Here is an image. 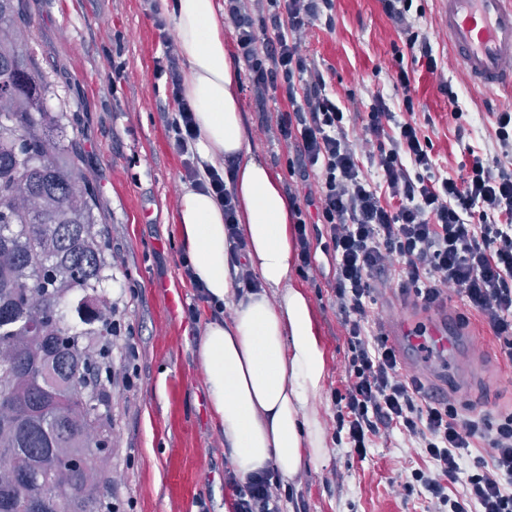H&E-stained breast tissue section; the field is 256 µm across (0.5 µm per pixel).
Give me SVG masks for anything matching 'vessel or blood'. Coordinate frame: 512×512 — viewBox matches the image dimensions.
I'll return each instance as SVG.
<instances>
[{"label":"vessel or blood","mask_w":512,"mask_h":512,"mask_svg":"<svg viewBox=\"0 0 512 512\" xmlns=\"http://www.w3.org/2000/svg\"><path fill=\"white\" fill-rule=\"evenodd\" d=\"M448 45L466 77L478 87L512 88V0H441ZM194 460L171 453L165 489L172 502L191 496Z\"/></svg>","instance_id":"b4317fda"}]
</instances>
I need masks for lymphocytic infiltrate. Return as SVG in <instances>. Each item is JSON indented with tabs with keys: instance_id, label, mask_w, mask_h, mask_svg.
<instances>
[{
	"instance_id": "f902f5d3",
	"label": "lymphocytic infiltrate",
	"mask_w": 512,
	"mask_h": 512,
	"mask_svg": "<svg viewBox=\"0 0 512 512\" xmlns=\"http://www.w3.org/2000/svg\"><path fill=\"white\" fill-rule=\"evenodd\" d=\"M383 12L402 25L430 73L439 66L426 36L408 23L412 0H380ZM336 0H224L236 59L243 63L258 105L281 99L275 115L279 141L295 150V163L309 180L306 196L289 190L296 218L294 249L302 272H315L307 206L330 239L333 302L351 352L345 388L338 394L336 428L352 454L366 458L373 438L399 432L422 449L432 467L413 478L427 492V512H512V412L496 426L464 416L445 400L426 401L421 380L403 370L382 323L373 318L374 285L398 284L402 294L429 309L456 293L489 327L512 362V170L474 158L465 177L436 174L431 142L413 117L410 76L395 56V79L405 89V117L384 96L373 99L361 119L364 138L351 141L346 116L327 91L324 74L303 52V36L316 20L332 16ZM165 90L177 104L166 127L183 157L182 183L209 193L224 211L240 292L258 286L241 257L247 242L237 222L232 169L203 164L196 151L192 105L182 95L175 40L166 37ZM369 155L375 169L361 162ZM481 454L470 457V449ZM224 488L236 512H285L289 499L273 469L239 482L224 466Z\"/></svg>"
}]
</instances>
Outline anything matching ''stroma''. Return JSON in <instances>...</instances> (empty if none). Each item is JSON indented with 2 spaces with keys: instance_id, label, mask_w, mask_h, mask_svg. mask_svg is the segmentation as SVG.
<instances>
[{
  "instance_id": "35a3bbf8",
  "label": "stroma",
  "mask_w": 512,
  "mask_h": 512,
  "mask_svg": "<svg viewBox=\"0 0 512 512\" xmlns=\"http://www.w3.org/2000/svg\"><path fill=\"white\" fill-rule=\"evenodd\" d=\"M166 21L158 29L141 0H24L33 24L32 47L68 114V135L78 143L83 171L97 195L107 239L118 262L113 274L124 283L113 314L121 333L140 352L133 386L113 380L112 471L105 481L112 512H186L163 493V464L170 452L199 453L194 502L208 512H224V460L230 455L212 419L196 348L210 311L182 275L185 250L178 234L182 158L166 131L167 98L156 72L165 63L162 33H175L172 0H157ZM439 0H413L409 19L428 36L454 91L446 96L439 81L406 52L401 27L381 10L379 0H336L333 24L317 20L305 36L304 52L326 77L329 92L351 121L352 138L362 135V116L373 98L384 95L393 112L403 110V91L393 79L396 51L410 71L417 121L432 143L442 175L460 179L473 157L490 166L512 168V153L495 140L498 112L512 108V93L471 85L448 49L439 21ZM121 65L113 74L106 52ZM253 149L281 182H289V153L259 126L249 90L240 93ZM293 284L312 303L327 356V378L318 399L327 421L331 460L293 482L288 512H424L420 492L397 493L394 482L410 481L429 462L398 435L374 440L366 459L352 455L336 432V393L345 383L349 349L328 286L316 287L301 275ZM374 316L385 334L409 328L429 332L446 324L463 338L453 354L455 379L425 363L402 360L418 375L427 397L447 399L487 424L512 411V363L508 362L479 315L456 295L443 307L426 310L398 290L376 293ZM181 382L183 430L167 429L168 390Z\"/></svg>"
}]
</instances>
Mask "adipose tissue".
I'll list each match as a JSON object with an SVG mask.
<instances>
[{
    "instance_id": "ef3b65f1",
    "label": "adipose tissue",
    "mask_w": 512,
    "mask_h": 512,
    "mask_svg": "<svg viewBox=\"0 0 512 512\" xmlns=\"http://www.w3.org/2000/svg\"><path fill=\"white\" fill-rule=\"evenodd\" d=\"M219 11L217 0H176L183 95L195 109L201 160L236 163L244 261L259 288L238 293L222 209L208 194L185 192L178 230L193 280L226 310L206 324L197 357L239 481L268 467L291 481L330 461L326 421L316 407L327 362L313 307L293 285L292 207L279 177L252 148L241 68L224 47Z\"/></svg>"
}]
</instances>
